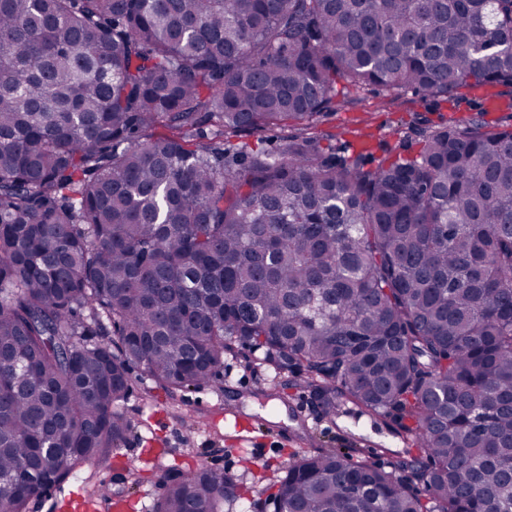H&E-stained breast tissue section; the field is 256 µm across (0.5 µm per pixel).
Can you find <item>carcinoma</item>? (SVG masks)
I'll list each match as a JSON object with an SVG mask.
<instances>
[{
    "mask_svg": "<svg viewBox=\"0 0 512 512\" xmlns=\"http://www.w3.org/2000/svg\"><path fill=\"white\" fill-rule=\"evenodd\" d=\"M339 83L512 87V0H0V512L111 463L132 367L173 394L244 347L418 450L296 452L258 512H512V127L340 156ZM158 473L153 512L235 497ZM292 132H294V129L291 126L266 127L260 130L243 133L239 137L232 138V141L247 142L252 147L274 149L278 146L283 137Z\"/></svg>",
    "mask_w": 512,
    "mask_h": 512,
    "instance_id": "obj_1",
    "label": "carcinoma"
}]
</instances>
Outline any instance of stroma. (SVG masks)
Returning a JSON list of instances; mask_svg holds the SVG:
<instances>
[{"mask_svg": "<svg viewBox=\"0 0 512 512\" xmlns=\"http://www.w3.org/2000/svg\"><path fill=\"white\" fill-rule=\"evenodd\" d=\"M481 110L474 90L454 100L437 101L414 92L394 97L370 86L358 91L344 108L322 116L318 129L333 134V147L349 155L359 148L353 131L361 129L375 159L380 160L385 156L384 146L406 141L415 117L433 123L451 120L465 127ZM130 377L123 408L133 430L118 450L122 469L84 468L40 499L37 512H60V504L69 496L98 488L99 477L106 474L111 477L112 491L128 495L136 512H152L159 492L152 468L157 448L165 466L189 469L204 462L216 471L236 475L238 492L225 501L222 512H251V503L267 498V486L276 470L296 451L336 448L357 460L375 448L378 463L385 465L415 450L412 437L400 427L397 412L373 414L340 400L335 414L324 415L320 397L306 387L301 375H275L246 349L225 356L218 381L173 397L140 368H133ZM217 404L250 416L267 429V436L243 447L233 444L226 433L210 431L202 420Z\"/></svg>", "mask_w": 512, "mask_h": 512, "instance_id": "35a3bbf8", "label": "stroma"}]
</instances>
